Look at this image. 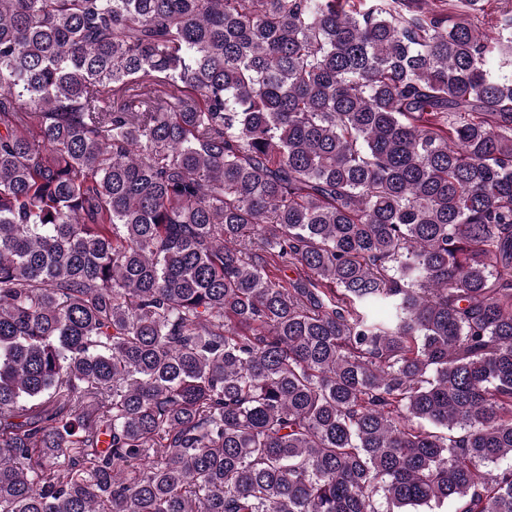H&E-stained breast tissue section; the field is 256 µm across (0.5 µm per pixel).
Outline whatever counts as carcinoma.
Masks as SVG:
<instances>
[{"label": "carcinoma", "mask_w": 512, "mask_h": 512, "mask_svg": "<svg viewBox=\"0 0 512 512\" xmlns=\"http://www.w3.org/2000/svg\"><path fill=\"white\" fill-rule=\"evenodd\" d=\"M369 2L0 0V512H512V3Z\"/></svg>", "instance_id": "1"}]
</instances>
